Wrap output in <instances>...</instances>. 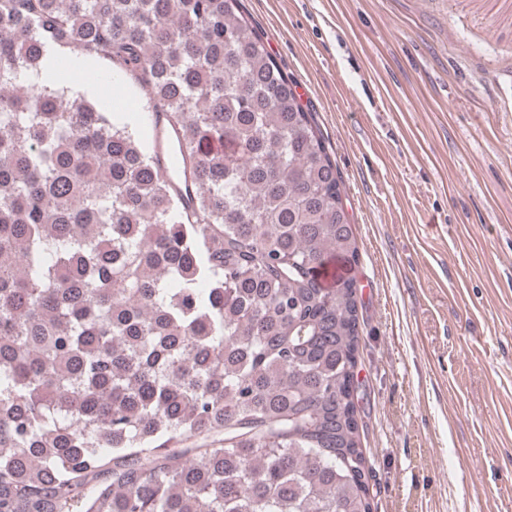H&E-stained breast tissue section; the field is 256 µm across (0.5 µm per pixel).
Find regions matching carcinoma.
Returning <instances> with one entry per match:
<instances>
[{"label": "carcinoma", "mask_w": 512, "mask_h": 512, "mask_svg": "<svg viewBox=\"0 0 512 512\" xmlns=\"http://www.w3.org/2000/svg\"><path fill=\"white\" fill-rule=\"evenodd\" d=\"M2 89L0 512H372L355 225L243 0H0ZM107 68L108 66L102 63L94 64L92 67L75 65L72 67V71L77 74V77L68 81V85L74 92H78L85 99L95 104L100 111L108 112L107 115L111 121L112 116L114 118L120 117L129 126V129L136 132L141 140L154 143L156 133L154 118L148 116L147 110L144 109L140 90L136 84L113 70L111 96L107 83L101 85L86 78L88 74H96L106 78ZM119 81L124 83L123 93L114 90V83Z\"/></svg>", "instance_id": "cac0c4a2"}]
</instances>
